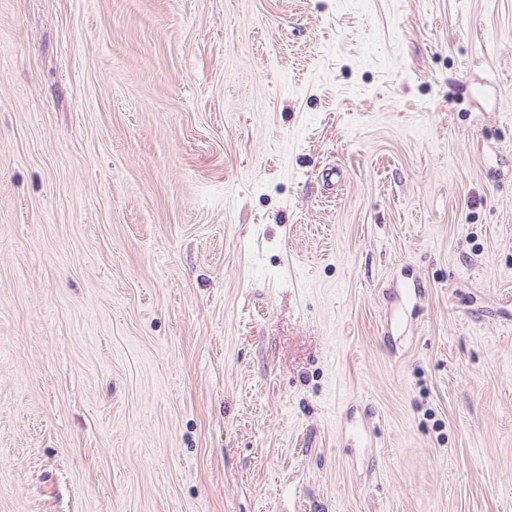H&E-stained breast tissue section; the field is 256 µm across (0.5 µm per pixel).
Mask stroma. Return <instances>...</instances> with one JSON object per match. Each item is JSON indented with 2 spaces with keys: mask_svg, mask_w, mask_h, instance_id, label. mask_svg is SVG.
<instances>
[{
  "mask_svg": "<svg viewBox=\"0 0 512 512\" xmlns=\"http://www.w3.org/2000/svg\"><path fill=\"white\" fill-rule=\"evenodd\" d=\"M0 512H512V0H0Z\"/></svg>",
  "mask_w": 512,
  "mask_h": 512,
  "instance_id": "obj_1",
  "label": "stroma"
}]
</instances>
